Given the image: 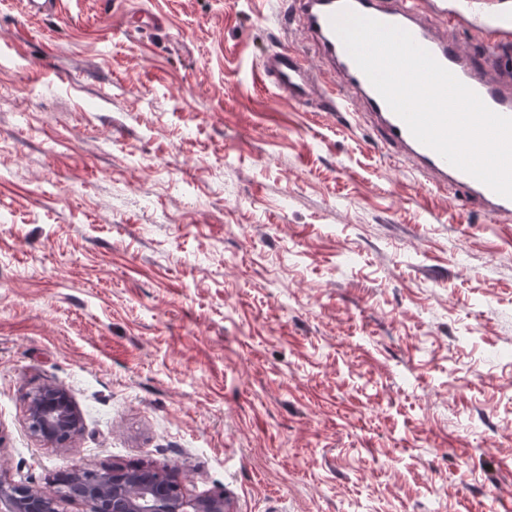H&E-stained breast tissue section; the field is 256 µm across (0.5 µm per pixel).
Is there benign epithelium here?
I'll use <instances>...</instances> for the list:
<instances>
[{
  "instance_id": "benign-epithelium-1",
  "label": "benign epithelium",
  "mask_w": 512,
  "mask_h": 512,
  "mask_svg": "<svg viewBox=\"0 0 512 512\" xmlns=\"http://www.w3.org/2000/svg\"><path fill=\"white\" fill-rule=\"evenodd\" d=\"M30 431L50 445L67 446L81 430V421L68 395L47 386L31 397ZM80 478L71 492L59 484L52 489L19 484L0 471V512H59L60 501L74 498L88 512H226L224 496H189L166 467L131 472L121 467L86 468L77 465Z\"/></svg>"
}]
</instances>
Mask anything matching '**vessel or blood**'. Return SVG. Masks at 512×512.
<instances>
[{
	"label": "vessel or blood",
	"mask_w": 512,
	"mask_h": 512,
	"mask_svg": "<svg viewBox=\"0 0 512 512\" xmlns=\"http://www.w3.org/2000/svg\"><path fill=\"white\" fill-rule=\"evenodd\" d=\"M345 7L409 31L490 109L508 117H512V10L499 6L497 0H290L289 20L306 46H281L259 63L261 83L279 96L299 105L315 103L327 112L353 113L395 161L409 165L432 189L451 194L497 223L511 224L512 199L416 140L358 68L331 25L332 15ZM462 27L481 36L479 54L461 50ZM310 47L319 56L320 71L310 65L306 53ZM324 73L330 75V82L321 81Z\"/></svg>",
	"instance_id": "b4317fda"
}]
</instances>
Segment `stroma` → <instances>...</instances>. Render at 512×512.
I'll return each instance as SVG.
<instances>
[{
    "mask_svg": "<svg viewBox=\"0 0 512 512\" xmlns=\"http://www.w3.org/2000/svg\"><path fill=\"white\" fill-rule=\"evenodd\" d=\"M283 2L0 0V469L512 512V224L263 86L302 41ZM48 384L82 419L64 448L28 428Z\"/></svg>",
    "mask_w": 512,
    "mask_h": 512,
    "instance_id": "35a3bbf8",
    "label": "stroma"
}]
</instances>
